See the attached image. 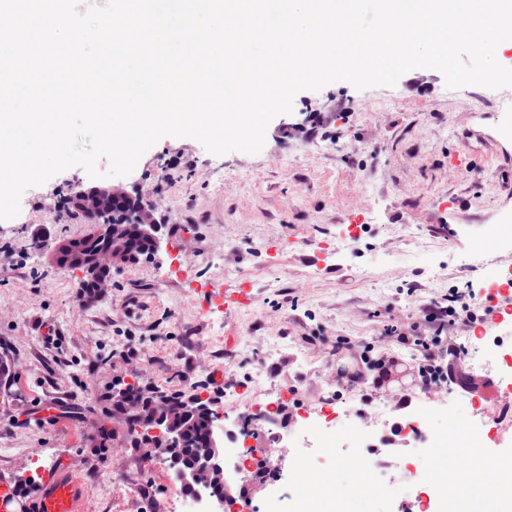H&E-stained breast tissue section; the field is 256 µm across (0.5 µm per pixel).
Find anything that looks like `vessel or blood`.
<instances>
[{"instance_id": "b4317fda", "label": "vessel or blood", "mask_w": 512, "mask_h": 512, "mask_svg": "<svg viewBox=\"0 0 512 512\" xmlns=\"http://www.w3.org/2000/svg\"><path fill=\"white\" fill-rule=\"evenodd\" d=\"M86 499L79 476L64 463L51 466L43 478L37 496L27 508L29 512H85Z\"/></svg>"}]
</instances>
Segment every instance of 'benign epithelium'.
<instances>
[{
  "label": "benign epithelium",
  "mask_w": 512,
  "mask_h": 512,
  "mask_svg": "<svg viewBox=\"0 0 512 512\" xmlns=\"http://www.w3.org/2000/svg\"><path fill=\"white\" fill-rule=\"evenodd\" d=\"M128 197L120 185L82 188L76 199L80 211L92 224V233L112 241V247L100 251L88 266L58 261L64 271L88 275L96 283L95 294L101 299L112 288V268L132 260L126 237L116 226L100 221L105 213L104 201ZM202 407L210 423L209 447L198 453V458L186 464L179 448L180 436L176 424ZM121 419L129 435L130 447L141 454L161 460L175 482L192 489V498L210 502L208 512H235L237 499L243 497L242 489H232L224 480V411L212 408V403L196 394L184 401H174L164 394H157L149 401H140L131 395L125 397Z\"/></svg>",
  "instance_id": "1"
}]
</instances>
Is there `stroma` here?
I'll list each match as a JSON object with an SVG mask.
<instances>
[{
	"instance_id": "1",
	"label": "stroma",
	"mask_w": 512,
	"mask_h": 512,
	"mask_svg": "<svg viewBox=\"0 0 512 512\" xmlns=\"http://www.w3.org/2000/svg\"><path fill=\"white\" fill-rule=\"evenodd\" d=\"M315 113L320 126L301 137ZM179 154L193 168H173ZM97 169L96 179L76 166L27 189L19 215L0 220V356L12 364L0 379V481L22 493L15 512H27L56 461L82 479L86 512H174L183 492L165 465L123 443L112 397L129 384L171 393L191 383L208 396L233 385L247 399L284 390L289 413L347 405L359 426L395 434L422 390L416 348L387 336L391 325L411 338L442 334L457 349L456 380L436 392L448 410L430 430L466 433L481 410L512 447V392L469 358L512 333V291L485 285L490 270L512 265V250L488 252L479 268L462 263L512 214V107L496 90L450 89L439 71L414 69L391 87L299 92L255 154L161 138L117 182L165 218L162 248L113 269L111 291L84 305L75 274L30 244L91 231L54 203L76 185H109L108 161ZM456 290L471 293L480 324L438 330L419 309L447 305ZM104 444L112 455L100 465ZM408 448L397 438L376 449L385 489L345 512H412Z\"/></svg>"
}]
</instances>
